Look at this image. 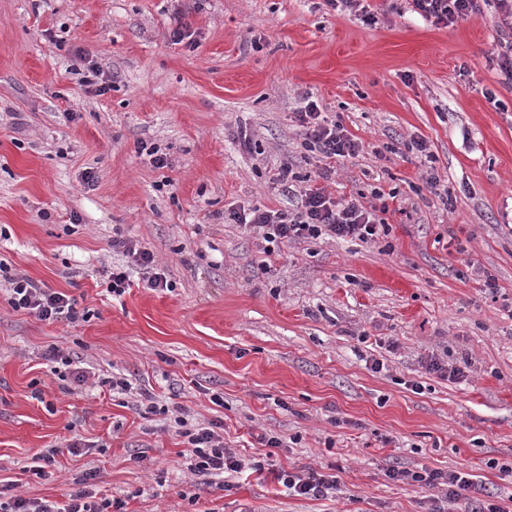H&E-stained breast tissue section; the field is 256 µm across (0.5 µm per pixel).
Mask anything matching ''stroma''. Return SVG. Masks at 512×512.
Wrapping results in <instances>:
<instances>
[{
	"mask_svg": "<svg viewBox=\"0 0 512 512\" xmlns=\"http://www.w3.org/2000/svg\"><path fill=\"white\" fill-rule=\"evenodd\" d=\"M367 3L372 26L329 0H0V262L93 313L48 323L0 293V478L18 494L65 500L92 468L128 512H429L440 489L389 479L397 465L467 472L512 497V87L492 62L499 34L486 11L438 28L412 0ZM180 18L190 36L176 44ZM80 52L104 93L72 73ZM306 93L364 144L330 191L398 196L377 242L269 256L224 214L295 203L276 177L287 160L316 169L292 120ZM415 137L429 158L408 152ZM431 172L448 199L430 192ZM117 234L174 289L136 273L112 296ZM486 274L502 299L481 292ZM52 346L83 360L87 383L52 372ZM431 356L464 378L426 371ZM119 373L134 393L101 385ZM144 392L221 422L225 446L263 471L192 475L169 417L140 409ZM75 435L87 454L68 453ZM44 448L57 466L39 477L29 467ZM307 467L338 474L341 494L298 497L277 478Z\"/></svg>",
	"mask_w": 512,
	"mask_h": 512,
	"instance_id": "stroma-1",
	"label": "stroma"
}]
</instances>
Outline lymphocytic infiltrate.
<instances>
[{
    "instance_id": "obj_1",
    "label": "lymphocytic infiltrate",
    "mask_w": 512,
    "mask_h": 512,
    "mask_svg": "<svg viewBox=\"0 0 512 512\" xmlns=\"http://www.w3.org/2000/svg\"><path fill=\"white\" fill-rule=\"evenodd\" d=\"M413 6L426 21L446 27L467 20L482 9H489L500 33L495 53L497 70L502 84L512 85V0H413ZM294 121L303 136V157L317 159L320 163L313 178L302 189L298 202L285 209L241 206L229 211V220L258 234L269 255L292 242L325 238L372 243L386 236L389 226L385 215L390 200L396 197L395 192L376 186L370 194L337 199L328 190L334 162L358 157L363 150L362 142L340 122L323 116L317 100L309 94L302 95ZM112 247L126 259L125 264L113 266L108 276V288L113 295H123L130 287V271L134 268L142 272L148 287L172 289V281L158 267L149 250L119 235L113 237ZM0 280L7 285V301L13 310L26 312L45 322H86L92 316L89 309H78L75 299L67 294L41 287L28 275L11 271L3 263H0ZM173 422L186 442L184 457L191 473L220 478L229 472H242L243 461L225 447L224 437L217 431L215 423L193 421L189 412L182 408L178 409ZM387 475L407 485L444 488L445 502L434 505L432 512H445V503L457 500L462 492L475 487L470 474L458 471L392 468ZM96 478V470H86L77 489L62 503L27 498L16 494L12 483L1 484L0 512H126L125 500L92 492ZM278 478L297 496L319 499L336 494L340 489L337 475L316 469L298 473L284 470Z\"/></svg>"
}]
</instances>
